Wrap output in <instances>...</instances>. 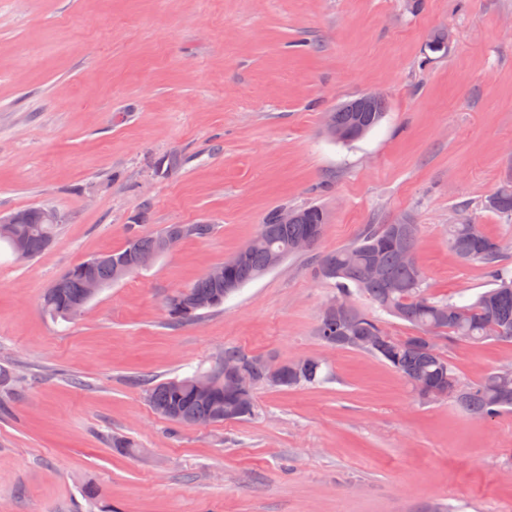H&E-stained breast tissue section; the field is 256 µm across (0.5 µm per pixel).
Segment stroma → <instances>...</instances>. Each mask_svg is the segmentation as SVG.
Here are the masks:
<instances>
[{
	"label": "stroma",
	"instance_id": "1",
	"mask_svg": "<svg viewBox=\"0 0 512 512\" xmlns=\"http://www.w3.org/2000/svg\"><path fill=\"white\" fill-rule=\"evenodd\" d=\"M448 49L425 51L433 31ZM387 104L342 143L326 114ZM180 153L160 179L156 158ZM512 173V0H0V212L64 217L21 262L0 242V366L28 382L0 409V512H512V413L424 403L375 358L316 334L336 285L296 253L184 325L165 307L276 210L320 207L319 248L414 224L434 297L491 280L448 247L481 225L512 266V219L484 207ZM168 224H214L53 320L74 265ZM323 360L314 388L258 390L257 418L172 433L134 377L208 370L225 348ZM462 381L512 343L441 347ZM133 441V454L112 440ZM100 497L88 502L86 484ZM365 97L372 100H364V95L343 103L333 112L327 113V122L333 124L341 131H348L354 127H360L361 133L357 137L339 138L342 136L334 126L326 125L327 133L341 142H354L364 137L383 118L386 111V102L377 93H367ZM378 99V100H373Z\"/></svg>",
	"mask_w": 512,
	"mask_h": 512
}]
</instances>
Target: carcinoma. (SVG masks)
Wrapping results in <instances>:
<instances>
[{
	"mask_svg": "<svg viewBox=\"0 0 512 512\" xmlns=\"http://www.w3.org/2000/svg\"><path fill=\"white\" fill-rule=\"evenodd\" d=\"M386 102L383 99L364 100L359 97L327 113V122L341 131L361 128L364 137L383 118ZM182 164V157L172 153L159 158L154 171L169 176ZM485 207L503 217L512 218V178L505 180L485 201ZM296 222L280 224L277 213L270 214L259 233L245 245L246 259L231 263L226 260L224 283L216 285L207 277L192 287L173 293L166 302L169 321L173 325L189 323L201 311H187L183 298L194 295L214 309L245 284L260 278L270 270V257L276 253L293 254L297 238L311 239L313 265L317 275L336 283L332 314L322 312L316 335L329 347L366 353L398 373L424 403L450 400L475 418L493 417L512 412V391L501 388V371L492 370L480 379L464 383L455 366L436 348L426 349L411 343L426 335L440 336L451 343L456 341L483 342L487 340L512 342V269L502 262L498 240L485 234L477 224H453L448 245L460 260L483 266L492 287L475 298L455 301L429 296L425 275L418 261H403L400 247L392 244L388 224H368L350 245L332 252L316 251L326 227L322 209L306 207L294 210ZM143 215L129 225V238L123 249L95 255L78 264L59 278L42 297L41 307L53 319L72 318V306L82 297L84 279L88 275L103 285L112 284V267L119 262L131 273L138 270L143 253L155 252L163 236L183 233V238H206L213 231L211 224H169L156 234L144 236L136 231ZM56 225L47 224L37 215H29L22 224L11 227V235L0 240L9 247L23 244L28 259L46 250L52 242ZM376 265L379 274L369 273ZM360 295L370 303L371 310L358 307L353 297ZM385 313L402 321L413 330L409 336H391L385 330L379 314ZM232 367L252 376L260 388L267 387L272 376L266 358L247 354L237 348L224 349V356L215 369ZM281 389L316 387L327 379L324 362L305 357L287 362L277 370ZM196 375L155 382L137 379L145 387L149 405L172 425V433L190 422L223 423L251 420L258 415L256 392L241 396L218 386L208 395L195 388ZM18 376L11 369L0 368V393L20 390Z\"/></svg>",
	"mask_w": 512,
	"mask_h": 512,
	"instance_id": "cac0c4a2",
	"label": "carcinoma"
}]
</instances>
